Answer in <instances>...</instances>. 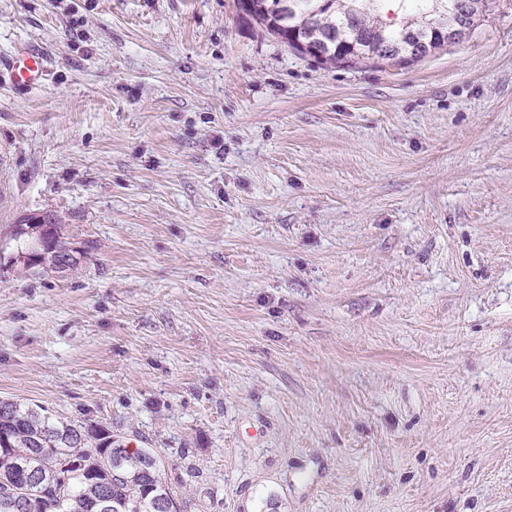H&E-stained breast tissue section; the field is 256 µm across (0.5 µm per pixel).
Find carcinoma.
<instances>
[{
  "mask_svg": "<svg viewBox=\"0 0 512 512\" xmlns=\"http://www.w3.org/2000/svg\"><path fill=\"white\" fill-rule=\"evenodd\" d=\"M411 12L394 28L383 22L379 0H260L266 13L252 19L265 27L281 22L280 40L296 48L291 32L318 33L324 64L376 62L386 42H403L410 31L438 39V23L419 28L406 22L429 19L450 0H400ZM52 213L23 218L15 233V262L64 269L67 248L59 241ZM150 448H131L105 427L63 421L40 406L0 400V512H180Z\"/></svg>",
  "mask_w": 512,
  "mask_h": 512,
  "instance_id": "carcinoma-1",
  "label": "carcinoma"
}]
</instances>
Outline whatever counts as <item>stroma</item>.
I'll return each instance as SVG.
<instances>
[{
	"instance_id": "stroma-1",
	"label": "stroma",
	"mask_w": 512,
	"mask_h": 512,
	"mask_svg": "<svg viewBox=\"0 0 512 512\" xmlns=\"http://www.w3.org/2000/svg\"><path fill=\"white\" fill-rule=\"evenodd\" d=\"M41 212L72 269L14 262ZM0 398L187 512H512V0L368 67L237 0H0ZM9 68L10 79L23 85L37 84L46 76L43 58L33 51H18Z\"/></svg>"
}]
</instances>
